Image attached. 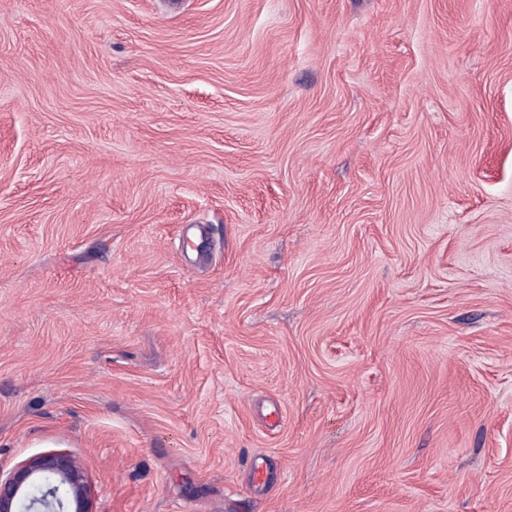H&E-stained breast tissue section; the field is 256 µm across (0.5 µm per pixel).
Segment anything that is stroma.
I'll return each mask as SVG.
<instances>
[{
  "label": "stroma",
  "mask_w": 512,
  "mask_h": 512,
  "mask_svg": "<svg viewBox=\"0 0 512 512\" xmlns=\"http://www.w3.org/2000/svg\"><path fill=\"white\" fill-rule=\"evenodd\" d=\"M53 451L512 512V0H0V470Z\"/></svg>",
  "instance_id": "1"
}]
</instances>
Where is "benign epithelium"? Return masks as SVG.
<instances>
[{"label":"benign epithelium","instance_id":"benign-epithelium-1","mask_svg":"<svg viewBox=\"0 0 512 512\" xmlns=\"http://www.w3.org/2000/svg\"><path fill=\"white\" fill-rule=\"evenodd\" d=\"M96 512L79 462L66 453L34 457L8 474L0 472V512Z\"/></svg>","mask_w":512,"mask_h":512}]
</instances>
